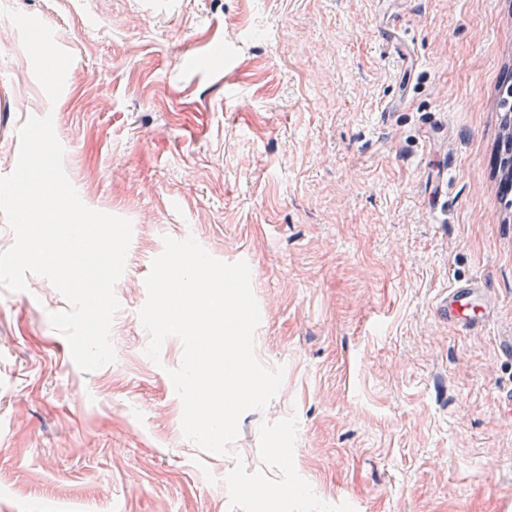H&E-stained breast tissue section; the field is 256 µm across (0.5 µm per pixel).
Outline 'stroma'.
<instances>
[{"mask_svg": "<svg viewBox=\"0 0 512 512\" xmlns=\"http://www.w3.org/2000/svg\"><path fill=\"white\" fill-rule=\"evenodd\" d=\"M202 52L223 71L183 73ZM510 82L512 0H0V176L52 115L82 202L132 224L112 364L78 368L48 280L0 287V512H253L268 485L279 512H512ZM167 235L248 265L285 369L225 455L182 434L181 341L145 353ZM473 278L494 305L450 328ZM486 288L479 279H472L462 283H455L448 287L440 301L439 310L448 318V325L461 330H475L481 325L480 318L472 316L474 300L478 298L483 302V309L490 308V297L484 290Z\"/></svg>", "mask_w": 512, "mask_h": 512, "instance_id": "stroma-1", "label": "stroma"}]
</instances>
